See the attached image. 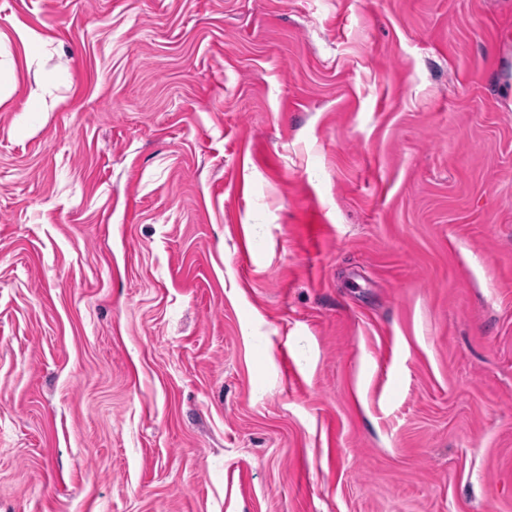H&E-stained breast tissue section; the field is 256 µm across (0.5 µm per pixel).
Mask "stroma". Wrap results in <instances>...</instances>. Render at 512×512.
Returning <instances> with one entry per match:
<instances>
[{
    "label": "stroma",
    "instance_id": "35a3bbf8",
    "mask_svg": "<svg viewBox=\"0 0 512 512\" xmlns=\"http://www.w3.org/2000/svg\"><path fill=\"white\" fill-rule=\"evenodd\" d=\"M0 87V512H512V0H0Z\"/></svg>",
    "mask_w": 512,
    "mask_h": 512
}]
</instances>
